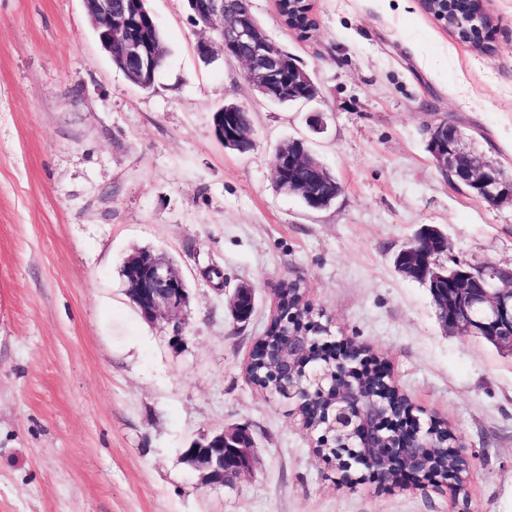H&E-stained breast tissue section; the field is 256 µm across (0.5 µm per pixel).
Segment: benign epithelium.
Returning <instances> with one entry per match:
<instances>
[{
	"label": "benign epithelium",
	"instance_id": "obj_1",
	"mask_svg": "<svg viewBox=\"0 0 512 512\" xmlns=\"http://www.w3.org/2000/svg\"><path fill=\"white\" fill-rule=\"evenodd\" d=\"M145 0H83L86 15L102 49L112 54L117 48L129 72L147 81L159 69L157 57L137 31L148 12L140 8ZM195 24L209 29L213 36L200 42L198 53L208 58L215 44L223 54L242 61L246 78L262 95L275 101L313 99L311 75L300 70L296 80L286 79L289 57L275 51L274 44L261 32L249 13L224 11V0H188ZM424 10L458 41L476 50H490L489 35L493 18L485 0H422ZM429 148L438 169L458 188L465 189L491 205L512 202V178L489 165L468 146L457 125L441 117L427 126ZM292 144L301 150L280 155L274 173L306 165L310 152L301 140ZM436 236L426 233L405 246V271L418 276L429 287L437 283ZM127 292L141 316L154 322L182 312L189 294L179 270L162 257L138 254L128 260ZM448 307L441 318L446 328L481 337L512 353V268L493 265L461 264L448 268ZM313 308L289 313L291 328L285 338L261 343L260 360L273 370L280 397L324 408L312 422L303 417L307 428L321 430L320 447L331 448L339 468L351 472L359 465L390 486H420L433 480L450 487L454 496L468 497L467 479L452 480L434 469L430 459L451 439L447 429L435 421L423 424L418 408L408 398L395 406L392 392L399 391L388 372L369 366L361 351L353 347L334 349L324 340ZM255 460L251 435L230 429L193 442L187 462L199 472L201 483L209 488L231 484L249 472Z\"/></svg>",
	"mask_w": 512,
	"mask_h": 512
}]
</instances>
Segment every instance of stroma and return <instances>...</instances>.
<instances>
[{"label":"stroma","instance_id":"1","mask_svg":"<svg viewBox=\"0 0 512 512\" xmlns=\"http://www.w3.org/2000/svg\"><path fill=\"white\" fill-rule=\"evenodd\" d=\"M147 5L167 57L144 90L103 52L83 0H0V512H512V355L445 329L394 267L425 225L459 259L512 265V204L450 183L425 131L458 120L512 176V0H488L485 53L421 0H313L305 35L276 0H252L317 87L288 105L238 59L198 56L187 0ZM228 103L250 118L248 152L215 135ZM293 139L340 182L330 207L278 190L274 149ZM141 250L187 281L179 315L151 324L128 298L121 267ZM213 266L223 286L205 278ZM290 280L334 340L386 363L464 446L467 498L384 487L363 468L345 482L295 403L248 379ZM244 283L254 311L238 323L229 298ZM234 427L255 440L253 468L202 486L184 449Z\"/></svg>","mask_w":512,"mask_h":512}]
</instances>
